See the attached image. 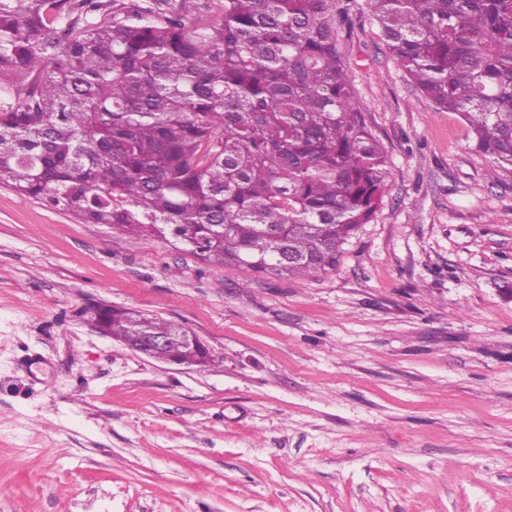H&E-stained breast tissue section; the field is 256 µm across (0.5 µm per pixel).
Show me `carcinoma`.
Masks as SVG:
<instances>
[{
  "label": "carcinoma",
  "mask_w": 512,
  "mask_h": 512,
  "mask_svg": "<svg viewBox=\"0 0 512 512\" xmlns=\"http://www.w3.org/2000/svg\"><path fill=\"white\" fill-rule=\"evenodd\" d=\"M0 0V179L19 196L231 271L336 268L383 203L387 157L337 47L355 0ZM413 85L512 170V0H370ZM135 345L179 325L110 304ZM188 21L194 19H218L224 13V0H191L187 4Z\"/></svg>",
  "instance_id": "obj_1"
}]
</instances>
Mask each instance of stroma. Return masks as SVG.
<instances>
[{
  "label": "stroma",
  "mask_w": 512,
  "mask_h": 512,
  "mask_svg": "<svg viewBox=\"0 0 512 512\" xmlns=\"http://www.w3.org/2000/svg\"><path fill=\"white\" fill-rule=\"evenodd\" d=\"M338 33L389 176L335 269L228 271L0 181V512H512V173L370 0ZM98 302L210 363L100 334ZM150 318L151 320L147 322V334L150 336H144L142 343L137 347H130L128 344L124 345L146 357L154 358L175 365L202 367L209 362L210 352L208 348L197 336H195L191 331L187 330L184 327L182 328V331H185L187 333V336L178 337L182 338L192 350L199 352V356L201 357L202 362L197 365L195 363L184 362L179 358L162 359L158 357L159 354L165 358L168 356L178 355L181 352V344L174 342L170 344V346L168 347V343L171 337L176 336L174 335L176 334L174 333V330L177 328H181L182 326L156 317Z\"/></svg>",
  "instance_id": "35a3bbf8"
}]
</instances>
